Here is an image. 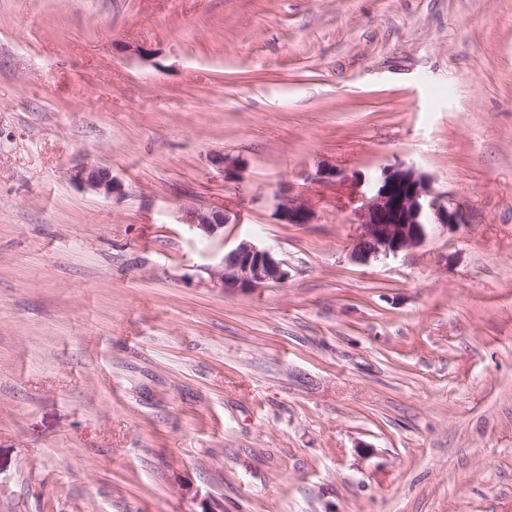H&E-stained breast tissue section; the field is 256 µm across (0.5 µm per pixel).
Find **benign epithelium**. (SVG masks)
I'll return each instance as SVG.
<instances>
[{"label":"benign epithelium","instance_id":"benign-epithelium-1","mask_svg":"<svg viewBox=\"0 0 512 512\" xmlns=\"http://www.w3.org/2000/svg\"><path fill=\"white\" fill-rule=\"evenodd\" d=\"M211 163L229 179L238 174L235 161L218 153ZM70 180L98 196L114 200L123 195V184L112 170L97 163H81L69 171ZM275 214L283 224H310L312 209L299 197L278 198ZM358 232L350 256L356 262L387 258L423 245L430 233L449 232L470 223L461 204L438 193L431 178L412 166L384 165L373 176L368 194L355 212ZM222 210L183 208L181 221L211 237L228 223ZM210 282L226 294L250 293L269 283L288 279L284 263L271 250L243 240L209 268Z\"/></svg>","mask_w":512,"mask_h":512}]
</instances>
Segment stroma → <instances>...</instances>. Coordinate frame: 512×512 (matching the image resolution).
Returning <instances> with one entry per match:
<instances>
[{"instance_id": "1", "label": "stroma", "mask_w": 512, "mask_h": 512, "mask_svg": "<svg viewBox=\"0 0 512 512\" xmlns=\"http://www.w3.org/2000/svg\"><path fill=\"white\" fill-rule=\"evenodd\" d=\"M387 164L471 221L356 263ZM0 512H512V0H0ZM70 180L98 196L114 200L123 195V184L112 170L97 163H81L69 171ZM275 214L283 224H310L314 218L312 209L301 198L290 193L278 198ZM182 212V224H188L192 229L207 237L215 235L219 229L224 228V224H227L229 220L223 210H202L185 207ZM210 282L224 294L250 293L269 283H284L288 271L270 249L243 240L209 269Z\"/></svg>"}]
</instances>
